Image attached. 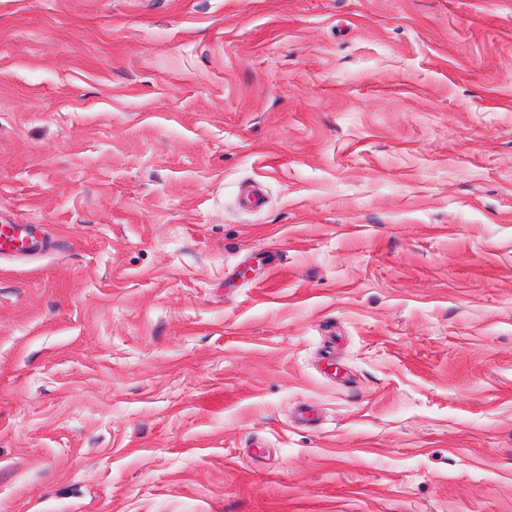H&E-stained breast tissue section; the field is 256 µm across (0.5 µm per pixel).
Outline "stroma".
Wrapping results in <instances>:
<instances>
[{
    "label": "stroma",
    "instance_id": "stroma-1",
    "mask_svg": "<svg viewBox=\"0 0 512 512\" xmlns=\"http://www.w3.org/2000/svg\"><path fill=\"white\" fill-rule=\"evenodd\" d=\"M0 224V512H512V0H0ZM9 229L8 233H4V228ZM40 245L30 240L24 234L22 224H2L0 226V255L14 254L15 252L25 249L33 251Z\"/></svg>",
    "mask_w": 512,
    "mask_h": 512
}]
</instances>
